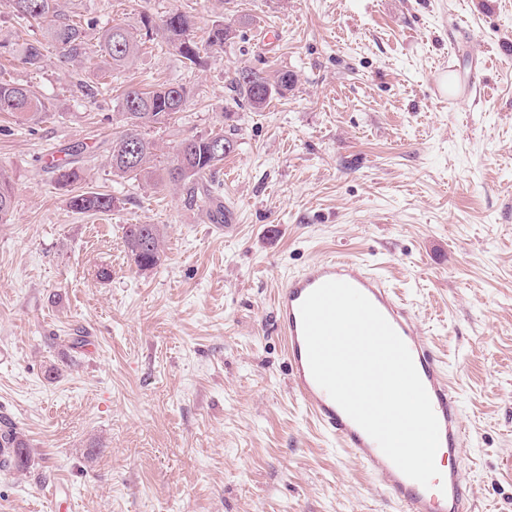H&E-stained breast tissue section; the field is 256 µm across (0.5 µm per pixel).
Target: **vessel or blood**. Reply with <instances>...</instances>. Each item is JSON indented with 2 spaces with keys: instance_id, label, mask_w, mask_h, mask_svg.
<instances>
[{
  "instance_id": "vessel-or-blood-1",
  "label": "vessel or blood",
  "mask_w": 512,
  "mask_h": 512,
  "mask_svg": "<svg viewBox=\"0 0 512 512\" xmlns=\"http://www.w3.org/2000/svg\"><path fill=\"white\" fill-rule=\"evenodd\" d=\"M328 281H344L362 292L405 342L437 416L441 448L447 454L456 455L466 441L458 393L449 384L440 358L419 338L410 308L383 277L350 255L311 262L290 276L277 291L276 327L286 344L288 367L297 397L328 436L357 459L368 473L382 479L386 492L398 503L400 512H475L463 468L449 469L441 477L439 490L427 492L420 483L404 475L314 380L307 358L300 306L309 293Z\"/></svg>"
}]
</instances>
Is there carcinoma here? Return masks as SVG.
<instances>
[{
	"instance_id": "1",
	"label": "carcinoma",
	"mask_w": 512,
	"mask_h": 512,
	"mask_svg": "<svg viewBox=\"0 0 512 512\" xmlns=\"http://www.w3.org/2000/svg\"><path fill=\"white\" fill-rule=\"evenodd\" d=\"M11 16L19 24L36 25L42 39L26 41L20 48L22 63L38 70L43 61L44 43L55 47L63 62L80 59L85 67L101 72L100 88L112 87L119 72L139 54L142 42L137 34L122 24H114L98 32L99 50L93 56L86 52L89 33L97 23L75 11H66L60 0H5ZM190 17L181 12H171L164 17L157 32L164 42L172 47L192 67L202 63L203 53L224 46L233 37L232 26L216 21L208 32L207 39L198 42L192 34ZM294 76L286 71L271 80L251 69L238 70L232 80V90L237 99L252 109L262 110L275 93H282L292 86ZM189 100V92L182 85L165 84L151 91L129 85L121 94V116L124 129L112 138L110 164L112 175L119 179L146 181L154 178L172 184L199 183L215 178L224 164V157L236 148V141L224 134V130L213 131L204 136L182 139L173 159L163 168H158L155 142L149 138L147 129L165 127L183 112ZM49 111L46 100L37 95L30 86L0 79V112H15L28 120H35ZM57 183L63 187L78 180L75 168L67 163L53 166ZM116 197L98 192H83L69 197V206L80 213H107L114 209ZM13 205V185L8 173L0 168V223L8 221ZM124 241L128 255L141 271L156 267L163 255L162 232L156 224H127ZM0 448L12 452L0 457V469L4 471L24 470L29 463L30 451L27 441L11 424L0 427Z\"/></svg>"
}]
</instances>
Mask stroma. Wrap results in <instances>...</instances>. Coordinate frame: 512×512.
<instances>
[{"instance_id":"stroma-1","label":"stroma","mask_w":512,"mask_h":512,"mask_svg":"<svg viewBox=\"0 0 512 512\" xmlns=\"http://www.w3.org/2000/svg\"><path fill=\"white\" fill-rule=\"evenodd\" d=\"M99 27L191 15L236 35L186 67L147 42L111 92L0 6V73L51 110L0 113L14 187L0 224V422L26 470L0 471V512H397L381 481L320 431L295 395L274 296L289 274L360 258L410 302L445 361L468 439L458 461L475 512H512V0H75ZM467 96L437 98L443 61ZM252 67L295 84L260 112L232 101ZM177 82L179 119L152 130L157 166L220 128L222 219L188 185L112 175L124 86ZM81 174L62 189L46 156ZM116 196L73 211L74 191ZM127 224L164 233L138 271ZM108 269L103 279L99 270ZM84 337L76 346L72 337ZM5 448H12V452L7 457H0L1 470L22 471L28 466L29 445L16 428L8 423L0 428V452H4Z\"/></svg>"}]
</instances>
